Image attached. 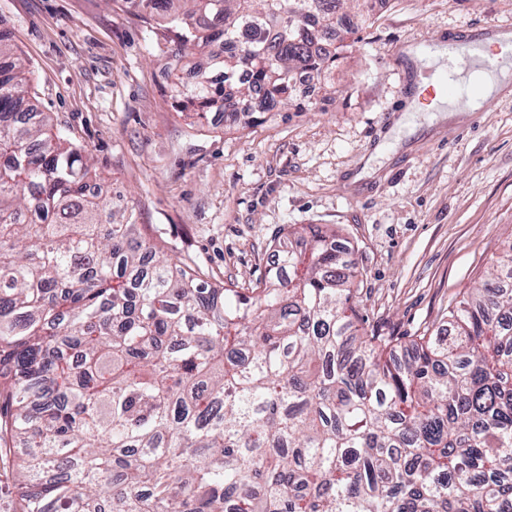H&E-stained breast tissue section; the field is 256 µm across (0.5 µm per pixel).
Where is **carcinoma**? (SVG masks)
I'll return each mask as SVG.
<instances>
[{"label":"carcinoma","mask_w":512,"mask_h":512,"mask_svg":"<svg viewBox=\"0 0 512 512\" xmlns=\"http://www.w3.org/2000/svg\"><path fill=\"white\" fill-rule=\"evenodd\" d=\"M198 118L336 68L338 0H142ZM247 31L251 39L239 40ZM232 46L211 56L216 41ZM0 28V461L19 512H512V245L446 324L364 327L336 231L212 286L90 195Z\"/></svg>","instance_id":"cac0c4a2"}]
</instances>
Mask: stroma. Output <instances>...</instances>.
<instances>
[{
  "instance_id": "obj_1",
  "label": "stroma",
  "mask_w": 512,
  "mask_h": 512,
  "mask_svg": "<svg viewBox=\"0 0 512 512\" xmlns=\"http://www.w3.org/2000/svg\"><path fill=\"white\" fill-rule=\"evenodd\" d=\"M42 107L211 284L247 288L292 224L335 229L367 329L437 327L512 241V95L462 120L406 112V48L512 29V0H377L303 107L213 124L182 114L166 18L141 0H0Z\"/></svg>"
}]
</instances>
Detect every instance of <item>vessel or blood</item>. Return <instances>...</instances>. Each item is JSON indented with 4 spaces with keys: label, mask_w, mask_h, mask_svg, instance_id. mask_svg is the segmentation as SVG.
<instances>
[{
    "label": "vessel or blood",
    "mask_w": 512,
    "mask_h": 512,
    "mask_svg": "<svg viewBox=\"0 0 512 512\" xmlns=\"http://www.w3.org/2000/svg\"><path fill=\"white\" fill-rule=\"evenodd\" d=\"M439 46V40L435 39L419 45L416 49L420 62L432 64L438 71L435 84L423 91V98L428 102L439 93L447 96L461 93L478 96L479 90L476 86H461L456 83V71L460 70L466 74L476 71L483 75H492L506 68L512 70V41L499 44L497 49L487 56L465 51L455 56L442 57L438 54Z\"/></svg>",
    "instance_id": "vessel-or-blood-1"
}]
</instances>
